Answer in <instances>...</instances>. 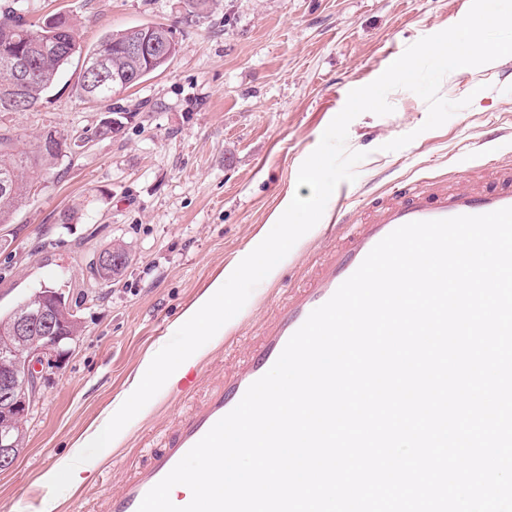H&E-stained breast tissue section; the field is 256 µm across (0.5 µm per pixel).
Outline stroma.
Here are the masks:
<instances>
[{"mask_svg": "<svg viewBox=\"0 0 512 512\" xmlns=\"http://www.w3.org/2000/svg\"><path fill=\"white\" fill-rule=\"evenodd\" d=\"M471 0H207L186 23L183 0H34V18L76 22L83 45L129 27L163 23L181 52L162 71L104 103L79 95L82 61L72 57L40 104L0 113L14 151H33L48 131L82 137L104 114L112 137L51 161L12 223L0 224V310L42 287L62 289L80 334L47 371L25 445L0 470V512H35L42 473L70 457L101 425L143 363L172 338L175 322L217 277L236 267L272 229L301 164L318 146L349 92L368 85L425 36L467 14ZM442 97L469 106L423 130L428 106L398 89L391 114L369 112L348 127L347 147L365 152L347 184V210L415 180L467 170L485 154L512 159V55L494 66L449 73ZM404 148L383 144L407 133ZM333 206L275 280L260 283L236 323L207 342L123 431L86 480L58 495L56 512H98L132 466L146 464L173 422L216 390L286 290L342 234ZM131 255L109 281L91 264L114 245Z\"/></svg>", "mask_w": 512, "mask_h": 512, "instance_id": "obj_1", "label": "stroma"}]
</instances>
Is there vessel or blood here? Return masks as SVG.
Instances as JSON below:
<instances>
[{
    "label": "vessel or blood",
    "mask_w": 512,
    "mask_h": 512,
    "mask_svg": "<svg viewBox=\"0 0 512 512\" xmlns=\"http://www.w3.org/2000/svg\"><path fill=\"white\" fill-rule=\"evenodd\" d=\"M490 180L481 184L467 177L454 184L444 181L410 183L390 196L370 203V216L362 220L339 211L344 238L328 247L308 269L301 287L290 289L272 317L264 320L242 356L224 375L223 387L179 423L155 449L148 464L132 469L118 491L109 497L104 512H137L144 496L226 414L248 387L276 362L290 337L309 314L327 302L360 266L372 248L398 227L414 222L482 215L512 207V163L491 159L480 167Z\"/></svg>",
    "instance_id": "obj_1"
}]
</instances>
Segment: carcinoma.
<instances>
[{
  "instance_id": "cac0c4a2",
  "label": "carcinoma",
  "mask_w": 512,
  "mask_h": 512,
  "mask_svg": "<svg viewBox=\"0 0 512 512\" xmlns=\"http://www.w3.org/2000/svg\"><path fill=\"white\" fill-rule=\"evenodd\" d=\"M7 3L0 9V112L9 111L15 91L12 84L10 57L18 53L30 54L35 75L23 93L21 106L23 111H29L37 106L44 94L57 80L62 67L75 53L83 54V59L95 62L104 60L116 80L110 85H102L95 91V97L105 102L112 93L125 85L130 87L139 83L144 70L141 61L130 55L126 49L128 43L138 38L139 31L134 27L126 28L104 35L99 42L87 49L80 43V33L76 25L64 13L57 14L53 24L47 21H34L19 11L27 10L25 3ZM59 142L56 148L38 146L33 156L18 155L4 150L12 141L7 133H0V172L5 170L11 175V189L8 194H0V224L11 223L14 212L30 196L31 191L41 177L43 162L55 160L62 155L67 147L68 137L61 132H55ZM113 252L125 256L121 264L105 266L96 261L95 271L103 279L117 275L128 265L130 255L125 248L117 246ZM41 307L39 297L29 296L12 310L0 313V369L9 371L16 376L18 384H23L24 352L28 338L13 336L10 327L18 318L38 312ZM58 317V348L75 341L79 335V324L70 318L69 309L57 310Z\"/></svg>"
}]
</instances>
